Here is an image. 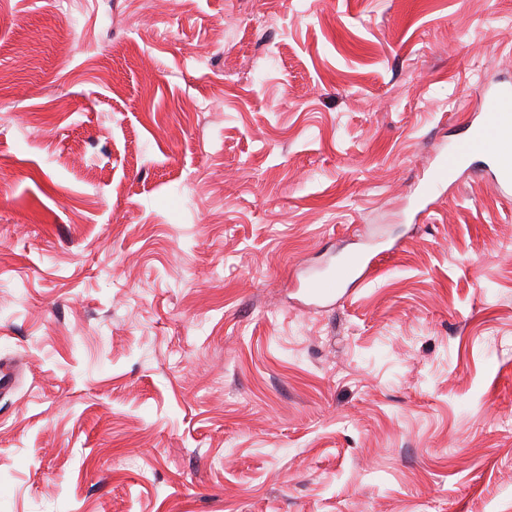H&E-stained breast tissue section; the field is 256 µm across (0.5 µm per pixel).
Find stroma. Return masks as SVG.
Masks as SVG:
<instances>
[{"label": "stroma", "mask_w": 512, "mask_h": 512, "mask_svg": "<svg viewBox=\"0 0 512 512\" xmlns=\"http://www.w3.org/2000/svg\"><path fill=\"white\" fill-rule=\"evenodd\" d=\"M0 74V512H512V197L418 204L512 0H0ZM377 257L379 255L370 259L364 254L351 256L336 270L309 280L305 285L308 295L316 301H325L335 297L339 287L346 286L348 290L362 287L379 274Z\"/></svg>", "instance_id": "35a3bbf8"}]
</instances>
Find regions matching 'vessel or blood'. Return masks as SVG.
Segmentation results:
<instances>
[{
  "label": "vessel or blood",
  "mask_w": 512,
  "mask_h": 512,
  "mask_svg": "<svg viewBox=\"0 0 512 512\" xmlns=\"http://www.w3.org/2000/svg\"><path fill=\"white\" fill-rule=\"evenodd\" d=\"M480 105L481 119L464 127L460 140L449 143L447 152L430 169L421 197L453 182L457 171L476 159L482 160L501 195L512 193V85L484 89ZM378 273L377 260L356 254L336 270L312 278L305 288L312 299L325 301L335 297L339 287H362Z\"/></svg>",
  "instance_id": "1"
}]
</instances>
